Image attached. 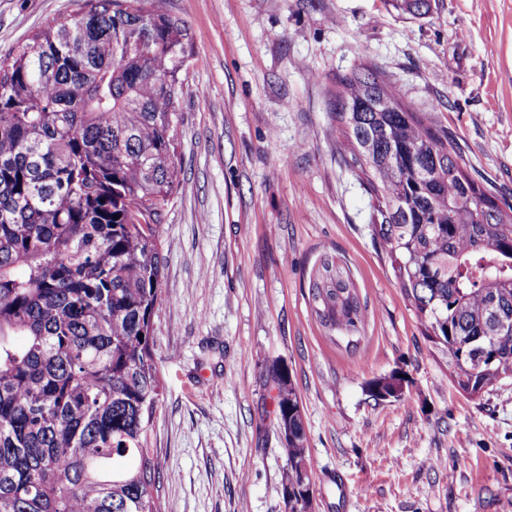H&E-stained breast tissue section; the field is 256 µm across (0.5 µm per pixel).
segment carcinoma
I'll return each instance as SVG.
<instances>
[{
    "label": "carcinoma",
    "instance_id": "1",
    "mask_svg": "<svg viewBox=\"0 0 512 512\" xmlns=\"http://www.w3.org/2000/svg\"><path fill=\"white\" fill-rule=\"evenodd\" d=\"M188 41L143 0H85L0 59V512H160L150 330ZM336 122L376 199L373 235L458 391L512 378V203L369 66L337 84ZM310 294L328 332H361L347 265L324 256ZM272 378L287 512H313L300 401L285 371ZM392 379L372 396L401 392Z\"/></svg>",
    "mask_w": 512,
    "mask_h": 512
}]
</instances>
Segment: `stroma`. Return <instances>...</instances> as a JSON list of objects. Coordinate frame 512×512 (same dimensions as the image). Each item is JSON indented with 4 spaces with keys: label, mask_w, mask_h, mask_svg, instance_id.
Masks as SVG:
<instances>
[{
    "label": "stroma",
    "mask_w": 512,
    "mask_h": 512,
    "mask_svg": "<svg viewBox=\"0 0 512 512\" xmlns=\"http://www.w3.org/2000/svg\"><path fill=\"white\" fill-rule=\"evenodd\" d=\"M84 0H0V57ZM145 0L182 21L180 159L160 217L150 426L162 512H286L273 368L299 397L315 512H512V378L458 392L337 150L336 84L368 65L512 201V0ZM349 266L368 318L330 340L310 280ZM400 373L401 396L370 381Z\"/></svg>",
    "instance_id": "stroma-1"
}]
</instances>
